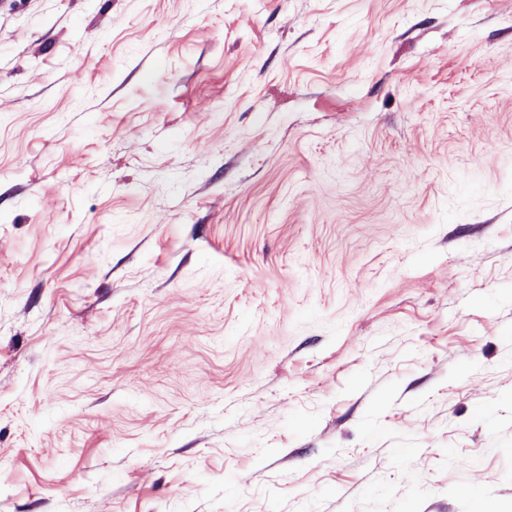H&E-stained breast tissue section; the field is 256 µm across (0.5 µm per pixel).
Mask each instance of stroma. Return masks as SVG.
<instances>
[{
    "label": "stroma",
    "mask_w": 512,
    "mask_h": 512,
    "mask_svg": "<svg viewBox=\"0 0 512 512\" xmlns=\"http://www.w3.org/2000/svg\"><path fill=\"white\" fill-rule=\"evenodd\" d=\"M0 512H512V0L0 6Z\"/></svg>",
    "instance_id": "stroma-1"
}]
</instances>
